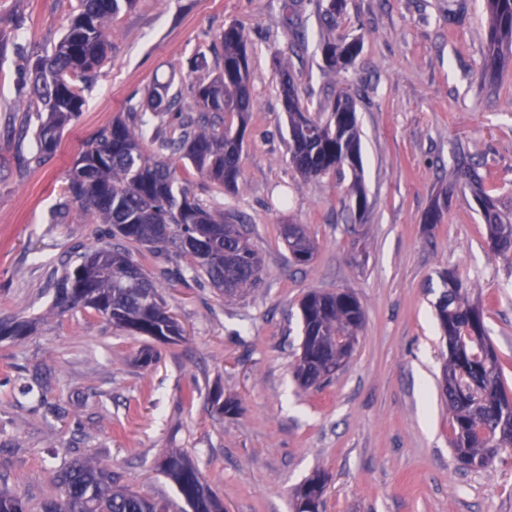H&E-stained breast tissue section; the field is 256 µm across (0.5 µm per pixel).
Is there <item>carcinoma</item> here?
I'll list each match as a JSON object with an SVG mask.
<instances>
[{
    "mask_svg": "<svg viewBox=\"0 0 512 512\" xmlns=\"http://www.w3.org/2000/svg\"><path fill=\"white\" fill-rule=\"evenodd\" d=\"M134 0H79L78 13L50 53L38 54L29 72L35 99L32 130L36 161L52 155L64 129L76 121L85 104L87 78L101 67L109 47L108 24ZM490 34L485 66L496 68L512 58V0H484ZM219 72L210 78L205 54L189 61L197 77L190 85V103L182 108L169 86H152L147 108L159 116L178 109L177 133L151 137L146 150L145 113L132 108L85 146L64 187L67 202L60 216L75 203L82 216L106 225L108 241L77 255L52 278L50 313L82 308L137 336L163 343L183 338V329L167 307L158 285L124 248L110 240L138 244L153 254L172 252L190 260L185 271L229 300L243 299L261 287L263 260L251 244L252 228L238 215L209 205L176 176L173 157L201 177L229 192L238 190L237 160L253 103L248 91L249 52L243 32L231 24L221 34ZM325 66L346 70L360 52V41L344 36L321 43ZM284 108L288 115V151L295 169L316 179L344 165L353 169L350 202L359 215L368 198L358 172L360 142L355 108L346 93L336 97L330 112L312 115L304 109L289 78H284ZM235 117L238 126L226 124ZM469 189L481 202L487 241L498 255L512 252V215L500 211L486 177L468 171ZM283 244L295 240L297 251L314 255L316 244L303 224L281 225ZM183 271V272H185ZM178 272V278H183ZM435 304L448 346L443 392L448 404L450 445L466 468L488 467L497 453L512 449V391L503 382L498 354L488 340L480 303L470 300L460 280L443 276ZM301 354L295 375L303 387L329 380L349 355L347 340L358 336L364 311L348 291L308 293L300 303ZM32 323L0 319V337L21 340ZM159 471L175 484L184 507L132 492L120 484L112 467L93 456L77 457L56 475L60 494L43 500L40 512H224V502L208 486L182 450H171L157 461ZM327 481L315 472L292 494V512H322ZM0 512H28L26 502L0 491Z\"/></svg>",
    "mask_w": 512,
    "mask_h": 512,
    "instance_id": "cac0c4a2",
    "label": "carcinoma"
}]
</instances>
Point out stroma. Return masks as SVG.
Masks as SVG:
<instances>
[{"label": "stroma", "mask_w": 512, "mask_h": 512, "mask_svg": "<svg viewBox=\"0 0 512 512\" xmlns=\"http://www.w3.org/2000/svg\"><path fill=\"white\" fill-rule=\"evenodd\" d=\"M78 0H0V319H37L24 340L0 339V487L30 512L55 495L65 460L96 454L122 485L176 499L155 463L188 452L226 512H291L293 490L327 478L326 512H512V450L463 469L450 446L442 368L448 347L434 303L453 271L487 305L485 326L512 384V261L495 256L467 166L490 174L512 211V62L482 74L489 49L483 0H345L336 32L359 39L345 72L326 68L319 0H135L112 22L111 49L91 78L80 118L35 162L22 136L31 97L25 59L51 48ZM243 31L254 101L237 193L178 169L195 193L252 224L262 288L229 301L192 277L167 284L187 258L133 259L162 285L184 328L152 342L83 310L50 314L52 273L99 244L103 227L55 222L69 170L86 143L154 83L190 101L188 62L217 65L228 24ZM310 112L339 92L354 101L369 208H349L350 169L304 179L291 165L282 80ZM287 204H280V194ZM448 203L438 224L426 218ZM306 225L317 243L299 264L279 229ZM349 290L365 314L358 346L326 386L302 388L300 302ZM159 361L141 365L145 347ZM239 402L218 414L214 393Z\"/></svg>", "instance_id": "stroma-1"}]
</instances>
